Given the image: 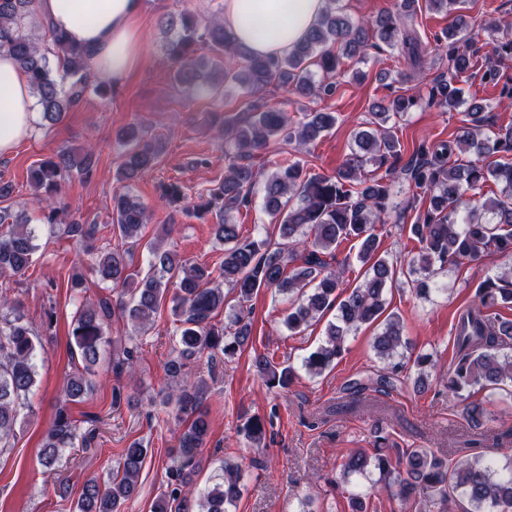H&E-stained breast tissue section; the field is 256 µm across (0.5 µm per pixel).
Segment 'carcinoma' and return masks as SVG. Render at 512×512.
Listing matches in <instances>:
<instances>
[{"instance_id": "cac0c4a2", "label": "carcinoma", "mask_w": 512, "mask_h": 512, "mask_svg": "<svg viewBox=\"0 0 512 512\" xmlns=\"http://www.w3.org/2000/svg\"><path fill=\"white\" fill-rule=\"evenodd\" d=\"M327 0L304 41L292 51L276 57L253 54L236 43L218 16L208 21L190 13L170 15L164 21L169 56L179 64L175 84L197 88L200 95L219 103L224 87L246 90L243 109L224 118V157L228 166L224 180L209 189L206 198L193 206L197 214L214 218L213 234L224 245V261L219 269L188 261L165 249L162 241L142 243V229L149 221L147 208L131 192L133 182L154 170L164 151L158 139H145L143 129L129 125L118 135L122 147L116 179L124 191L112 197V228L124 240L123 250L93 244L97 225L76 219L64 221V209L58 195L75 176L88 178L93 172L94 156L62 148L33 165L28 185L35 203L41 205L45 224H62L63 232L87 244L91 268L100 280L129 290L130 298L111 305L106 300L83 301L77 307L71 330L72 353L80 359V368L69 374L63 385L65 399L77 403L92 391L102 348L108 342L106 328L117 313L138 329H144L166 302L179 323V337L166 364V374L178 385L169 395L177 411L190 418L180 439L177 454L166 465V489L152 506V512H188L183 496L189 471L195 469L197 454L209 432L207 412L201 410L203 382L193 381L188 369L191 361L203 356L231 358L249 342L250 324L244 307L260 289L286 294L290 307L283 319L291 333L319 322L328 311L336 310L335 320L327 323L319 346L303 359L302 367L314 376L331 367L342 354L348 335L363 325L379 324L372 347L377 357L392 361L404 356L403 323L396 314L386 313L388 289L400 283L419 297H428L438 289L434 278L448 265L476 261L485 254L512 256V126L494 129L486 107L475 105L467 112L468 131L454 140L414 147L403 157L398 136L388 126L392 118H401L423 100L452 110L465 102L459 77L473 66L474 50L467 37L468 24L456 16L434 36L436 47L448 50L450 77L434 83L428 94L392 92L372 105L373 120L353 133L354 149L332 175L312 173L299 160L268 161L263 171L251 163L253 156L268 148L274 140L296 144L300 150L315 142L336 125V113L305 108L295 121L271 105L265 97L269 86L277 83L300 98H331L343 59L363 60L370 48L384 44L398 48L410 69L400 81L416 78L427 63L424 48L415 31L407 28L414 21L420 4L436 12L451 14L460 0H399L366 21H353L339 5ZM31 0H0V49L10 51L27 74L41 113L48 124L59 122L66 112L76 108L92 91L101 98H112V81L89 80L86 53L45 25L42 39L33 37L17 19L29 10ZM502 22H493L486 30L492 55L500 63L512 60V40L495 38ZM495 63L486 66L482 81L501 87L500 96L512 99V79ZM474 154L465 164L453 156ZM386 168L400 173L410 186L429 196V206L416 213L409 231L417 245L410 251L406 265L398 268L379 253L377 227L387 223L396 205L391 184L365 171L366 166ZM501 186V196L478 198L487 182ZM262 184L264 209L278 221V241L244 237L233 213L252 204L253 190ZM169 206L185 202L183 187L166 184L160 194ZM495 215L488 222L484 212ZM0 224L8 231L0 235V275L22 276L33 262L37 250L36 230L29 219L10 207L0 208ZM360 242L358 258L366 266L363 280L352 289L344 288L342 272L329 268L323 256L333 254L345 240ZM145 245L150 256L149 269L142 278L129 272L134 250ZM225 283L236 293L225 325L213 322L214 314L224 307ZM175 291H170V288ZM512 305V267L488 277L477 287L474 299L461 309L454 328L457 357L448 370V393L467 399L465 392L478 386L488 391L512 384V356L503 347L512 340V320H502L492 309ZM0 443L13 434L20 409L32 392L37 376L38 335L25 321L23 313L8 296L0 295ZM413 364L418 373L415 387L425 386L428 368L433 366L429 353L416 354ZM260 379L270 388L288 389L295 371L281 367L266 353L254 356ZM396 367L388 366L368 382L349 384L354 398L363 391L395 387ZM466 420L482 425L488 415L481 403L464 407ZM252 443L264 438V422L252 417L238 426ZM92 433L80 434L65 407L55 413L39 456L42 468L56 469L62 453ZM508 458L504 466L491 458H474L451 465L426 448L398 450L386 454L376 442L373 454L349 453L341 467L345 475H366L378 471L383 488L405 504L425 510L452 512L458 497L467 499L470 512H512V448H501ZM146 457L140 441L123 449L112 482L102 487L91 478L82 486L77 512H118L119 505L138 489V480ZM220 481L204 495L202 512H225L241 496L244 471L228 461L221 466Z\"/></svg>"}]
</instances>
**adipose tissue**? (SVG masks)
Returning a JSON list of instances; mask_svg holds the SVG:
<instances>
[{"label":"adipose tissue","instance_id":"ef3b65f1","mask_svg":"<svg viewBox=\"0 0 512 512\" xmlns=\"http://www.w3.org/2000/svg\"><path fill=\"white\" fill-rule=\"evenodd\" d=\"M326 0H224V26L252 53L275 56L300 44ZM144 0H32L33 16L90 56L94 71L120 81L143 57ZM38 105L26 74L0 52V157L37 130Z\"/></svg>","mask_w":512,"mask_h":512}]
</instances>
